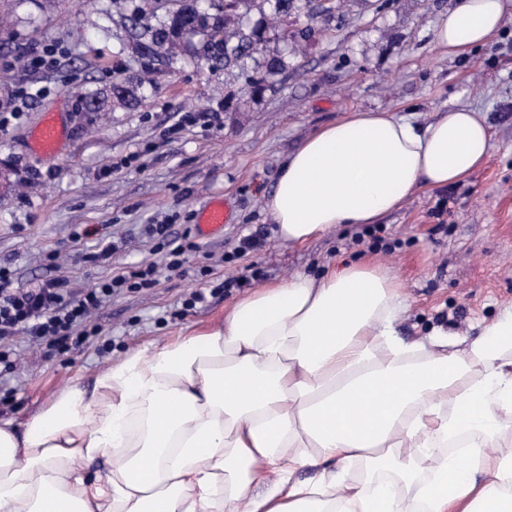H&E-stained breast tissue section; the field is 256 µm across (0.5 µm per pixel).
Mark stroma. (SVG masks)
<instances>
[{
  "mask_svg": "<svg viewBox=\"0 0 512 512\" xmlns=\"http://www.w3.org/2000/svg\"><path fill=\"white\" fill-rule=\"evenodd\" d=\"M456 0H341L314 17L289 16L288 29H311L304 53L284 52L272 29L264 56H284L273 89L252 95L227 71L185 59L156 64L144 102L91 114L79 110L74 89L110 87L139 68L129 34L126 0H0L13 24L0 30V265L29 286L50 277L79 290L107 272L160 262L146 224L194 227L217 195L230 203L222 232L198 239L182 273L159 270L145 294L114 295L98 314L99 336L54 357L19 342L20 366L0 367V419L25 423L67 383L90 387L93 373L131 348L163 345L185 326L224 320L237 299L298 273L320 276L334 262L377 263L402 286L407 311L397 325L412 342L440 328L475 337L479 323L512 305V17L489 44L451 55L436 47L433 29ZM58 44L54 66L18 68L16 55ZM44 89L20 119L9 116L18 87ZM480 112L491 132L486 165L465 180L424 189L382 217L387 247H373L362 225L342 224L304 243L280 239L266 202L282 167L317 129L356 111L392 112L422 128L442 112ZM49 112L61 113L65 138L49 156L29 142ZM188 112H213L210 127L185 126ZM140 158L132 166L123 159ZM446 224L434 233L435 224ZM265 232L263 246L222 263L242 235ZM124 239L110 269L84 263L101 237ZM204 303L184 308L195 291Z\"/></svg>",
  "mask_w": 512,
  "mask_h": 512,
  "instance_id": "obj_1",
  "label": "stroma"
}]
</instances>
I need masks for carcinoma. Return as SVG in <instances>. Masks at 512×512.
I'll return each mask as SVG.
<instances>
[{"mask_svg": "<svg viewBox=\"0 0 512 512\" xmlns=\"http://www.w3.org/2000/svg\"><path fill=\"white\" fill-rule=\"evenodd\" d=\"M252 0H235L233 11L224 14L223 0H210L209 8L217 12L208 13L199 8L197 0H176V8L160 18L146 4L131 0L133 8L129 16L130 32L135 48L142 61L140 72L131 79L114 83L105 91H90L79 98L87 112H105L112 104L133 106L141 103L135 89L143 87V73L158 61L173 63L180 52H188L196 60H205L213 70L234 67L246 87L252 93L266 90L273 85L272 79L285 68L281 57H270L263 61L264 75H256L246 69L247 61L257 60L263 53L252 26H245L242 7ZM312 0H266L272 11L283 17L299 14L310 7Z\"/></svg>", "mask_w": 512, "mask_h": 512, "instance_id": "1", "label": "carcinoma"}]
</instances>
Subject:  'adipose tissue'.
<instances>
[{
	"mask_svg": "<svg viewBox=\"0 0 512 512\" xmlns=\"http://www.w3.org/2000/svg\"><path fill=\"white\" fill-rule=\"evenodd\" d=\"M509 16L512 0H458L433 39L460 54ZM489 151L471 110L421 131L356 112L299 145L268 210L291 243L374 224ZM403 311L388 269L342 264L137 346L92 391L67 388L22 427L0 420V512H512V306L459 342H404ZM303 467L317 478L295 479Z\"/></svg>",
	"mask_w": 512,
	"mask_h": 512,
	"instance_id": "adipose-tissue-1",
	"label": "adipose tissue"
}]
</instances>
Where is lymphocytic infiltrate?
<instances>
[{"mask_svg": "<svg viewBox=\"0 0 512 512\" xmlns=\"http://www.w3.org/2000/svg\"><path fill=\"white\" fill-rule=\"evenodd\" d=\"M144 232L155 240L171 272L180 270L185 253L196 247L188 236H173L165 224L146 225ZM156 284L157 269L148 265L129 267L80 293L73 292L68 280L60 277L20 288L14 286L10 269L0 266V364L14 368L20 337L47 351L81 347L87 336L99 331L98 326L90 325V316L115 292L140 293Z\"/></svg>", "mask_w": 512, "mask_h": 512, "instance_id": "obj_1", "label": "lymphocytic infiltrate"}]
</instances>
